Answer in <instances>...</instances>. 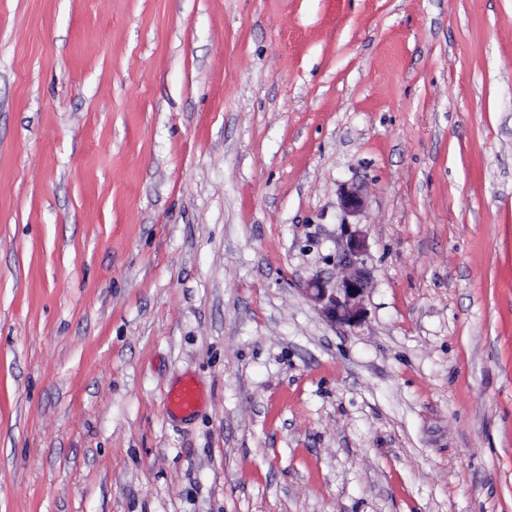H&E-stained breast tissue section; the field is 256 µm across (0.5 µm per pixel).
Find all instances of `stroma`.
Masks as SVG:
<instances>
[{
	"label": "stroma",
	"instance_id": "1",
	"mask_svg": "<svg viewBox=\"0 0 512 512\" xmlns=\"http://www.w3.org/2000/svg\"><path fill=\"white\" fill-rule=\"evenodd\" d=\"M0 512H512V0H0ZM365 236L359 232L350 235L346 249L338 256V265L342 267L343 278L340 288L328 292L323 283L312 281L306 293L315 302L322 305L325 316L332 322L354 326L360 322V299L368 287L363 270L358 266V258L365 250ZM167 403L172 411H193L199 403V392L192 382L187 381L168 394Z\"/></svg>",
	"mask_w": 512,
	"mask_h": 512
}]
</instances>
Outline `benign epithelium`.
Returning a JSON list of instances; mask_svg holds the SVG:
<instances>
[{
    "label": "benign epithelium",
    "mask_w": 512,
    "mask_h": 512,
    "mask_svg": "<svg viewBox=\"0 0 512 512\" xmlns=\"http://www.w3.org/2000/svg\"><path fill=\"white\" fill-rule=\"evenodd\" d=\"M343 209L355 214L363 207V198L355 188H346L341 194ZM365 250V236L359 232L350 235L346 249L338 256L343 278L340 287L328 290L323 283L312 281L306 293L322 305L325 316L332 322L354 326L360 322V299L368 287L363 270L358 266V258Z\"/></svg>",
    "instance_id": "benign-epithelium-1"
}]
</instances>
